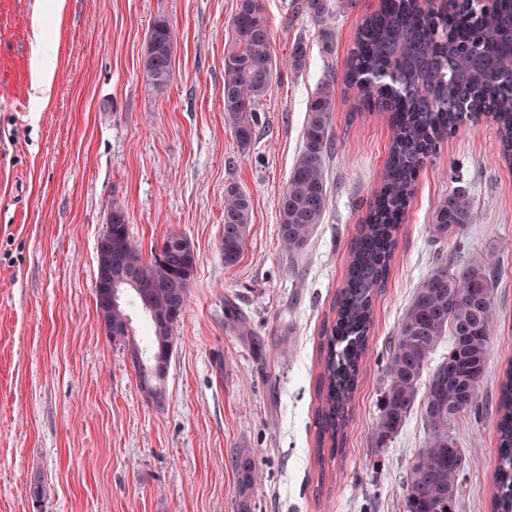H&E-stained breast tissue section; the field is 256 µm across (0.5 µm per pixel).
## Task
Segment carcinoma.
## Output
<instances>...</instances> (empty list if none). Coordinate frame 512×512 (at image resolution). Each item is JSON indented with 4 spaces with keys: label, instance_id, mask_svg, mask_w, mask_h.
I'll return each mask as SVG.
<instances>
[{
    "label": "carcinoma",
    "instance_id": "carcinoma-1",
    "mask_svg": "<svg viewBox=\"0 0 512 512\" xmlns=\"http://www.w3.org/2000/svg\"><path fill=\"white\" fill-rule=\"evenodd\" d=\"M306 13L320 28L326 46L335 38L332 0H307ZM231 45L224 53V114L241 147H247L257 106L270 90L275 68L272 33L261 0H238L231 22ZM175 35L165 21L151 27L142 58L143 81L155 91L171 79ZM347 79L357 100L388 112L392 140L381 186L350 251L336 318L324 329L319 373L321 407L317 415V458L324 448L343 444L350 403L367 351L374 298L388 277L399 224L425 158L458 125L489 118L497 125L501 155L512 164V0L467 5L453 16L437 0H379L378 9L359 25L347 61ZM334 79L321 83L307 104L303 146L278 202L281 245L293 254L308 243L328 208L326 165L332 144L330 112ZM250 198L230 184L224 189V264L241 256L251 220ZM430 232L437 239L462 234L474 222L470 197L454 190L435 207ZM113 257L131 302L148 317L151 348L137 369L140 386L160 405L164 401L159 365L168 366L176 326L187 306L196 256L187 238L165 237L151 258L129 234L123 210L112 208ZM96 311L110 314V339L138 350L122 298L94 291ZM496 317L489 265L481 258L459 273L434 269L417 289L398 323L388 351L386 386L377 423V440L401 431L419 406L425 435L404 480L405 512H456L463 461L456 448V421L474 412L485 382L491 332ZM449 338L448 354L420 392L433 351ZM498 493L496 512H512V367L500 383L497 421ZM239 512H251L256 463L236 453Z\"/></svg>",
    "mask_w": 512,
    "mask_h": 512
}]
</instances>
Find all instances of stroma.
I'll use <instances>...</instances> for the list:
<instances>
[{
  "instance_id": "obj_1",
  "label": "stroma",
  "mask_w": 512,
  "mask_h": 512,
  "mask_svg": "<svg viewBox=\"0 0 512 512\" xmlns=\"http://www.w3.org/2000/svg\"><path fill=\"white\" fill-rule=\"evenodd\" d=\"M0 0V512H238L236 450L254 457L252 512H403L404 476L423 440L419 410L385 443L375 430L388 347L416 289L439 264L483 258L497 321L478 414L454 430L465 461L457 512H492L499 385L512 365V166L495 125L462 124L421 170L398 232L351 404L343 446L316 454L322 332L351 246L384 170L390 127L358 110L345 84L360 20L379 0H334L325 48L305 0H262L273 32V85L252 141L224 115V53L237 0ZM176 34L171 81L142 80L152 25ZM306 64L289 62L295 40ZM56 64L41 102L34 55ZM336 77L329 204L298 254L283 250L278 201L302 147L306 105ZM253 206L239 262L224 263V188ZM471 198L464 236L436 239L431 214L453 190ZM143 253L164 236L198 256L162 383L143 392L94 299L96 244L113 205ZM245 318L235 328L227 305Z\"/></svg>"
}]
</instances>
